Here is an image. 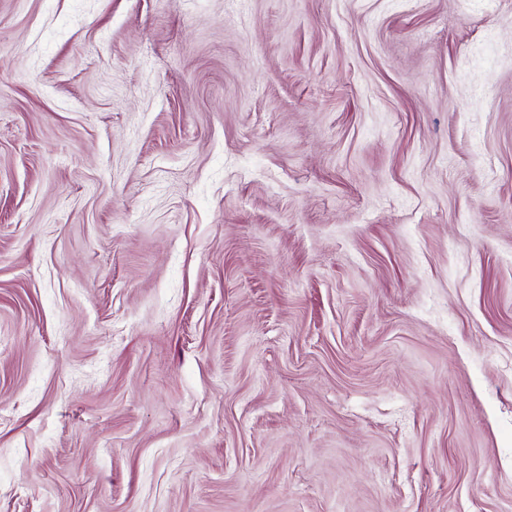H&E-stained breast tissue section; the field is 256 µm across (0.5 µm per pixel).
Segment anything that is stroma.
Instances as JSON below:
<instances>
[{
    "label": "stroma",
    "mask_w": 512,
    "mask_h": 512,
    "mask_svg": "<svg viewBox=\"0 0 512 512\" xmlns=\"http://www.w3.org/2000/svg\"><path fill=\"white\" fill-rule=\"evenodd\" d=\"M0 512H512V0H0Z\"/></svg>",
    "instance_id": "1"
}]
</instances>
